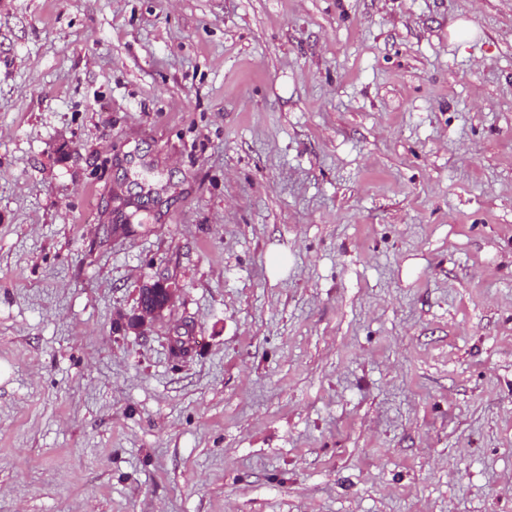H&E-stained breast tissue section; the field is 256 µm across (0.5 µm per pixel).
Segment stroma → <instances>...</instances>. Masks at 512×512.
Instances as JSON below:
<instances>
[{
  "label": "stroma",
  "mask_w": 512,
  "mask_h": 512,
  "mask_svg": "<svg viewBox=\"0 0 512 512\" xmlns=\"http://www.w3.org/2000/svg\"><path fill=\"white\" fill-rule=\"evenodd\" d=\"M0 512H512V0H0ZM154 284L158 292L157 301L148 304L139 297L133 314L122 318L127 319L128 328L139 335H148L149 331L162 321L164 313L170 311L176 302L178 289L174 288L169 275L160 273Z\"/></svg>",
  "instance_id": "35a3bbf8"
}]
</instances>
